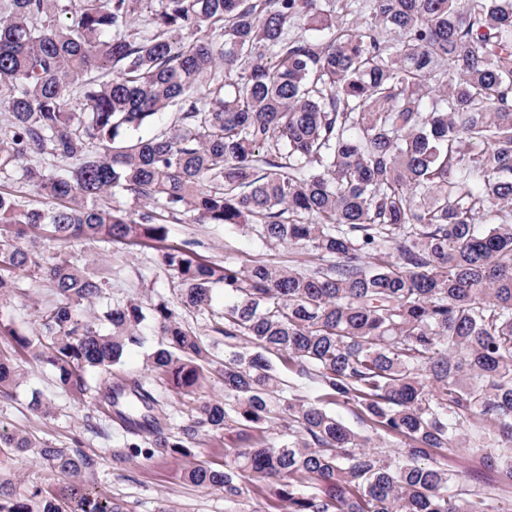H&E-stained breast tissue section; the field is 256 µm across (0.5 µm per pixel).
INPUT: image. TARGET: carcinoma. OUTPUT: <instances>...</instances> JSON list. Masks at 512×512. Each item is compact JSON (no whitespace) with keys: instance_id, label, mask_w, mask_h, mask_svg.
Returning a JSON list of instances; mask_svg holds the SVG:
<instances>
[{"instance_id":"carcinoma-1","label":"carcinoma","mask_w":512,"mask_h":512,"mask_svg":"<svg viewBox=\"0 0 512 512\" xmlns=\"http://www.w3.org/2000/svg\"><path fill=\"white\" fill-rule=\"evenodd\" d=\"M2 104L0 180L25 191H0V301L24 273L54 288L40 335L14 341L64 390L111 404L122 459L237 431L247 446L224 469L183 480L236 504L259 478L280 512H490L431 453L488 425L490 463L512 471V0H0ZM117 193L140 207L103 203ZM189 215L254 225L304 267L165 245ZM44 237L153 247L179 307L132 298L101 330L80 311L107 283L45 256ZM181 308L230 353L224 398L176 435L149 383L109 374L149 319L152 368L193 397L213 359ZM290 372L319 396L286 390ZM19 378L1 353L0 394ZM383 434L398 447L379 450ZM0 447L73 478L20 496L0 483V512H128L80 481L97 465L83 449L4 428Z\"/></svg>"}]
</instances>
